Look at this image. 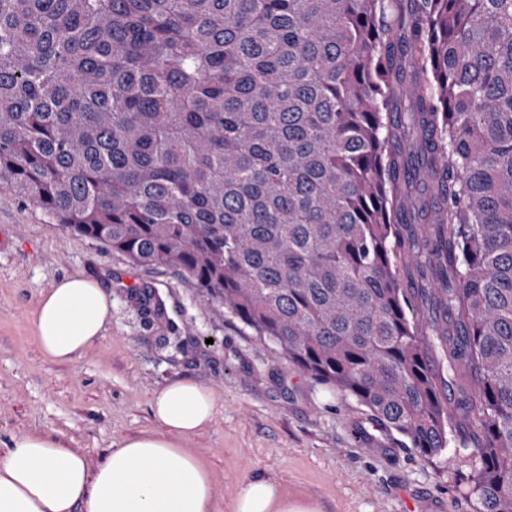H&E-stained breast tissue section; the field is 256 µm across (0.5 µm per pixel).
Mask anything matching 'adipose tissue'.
I'll use <instances>...</instances> for the list:
<instances>
[{
    "label": "adipose tissue",
    "mask_w": 512,
    "mask_h": 512,
    "mask_svg": "<svg viewBox=\"0 0 512 512\" xmlns=\"http://www.w3.org/2000/svg\"><path fill=\"white\" fill-rule=\"evenodd\" d=\"M108 296L79 275L42 292L34 326L42 352L68 363L103 331ZM211 391L194 381L170 383L151 403L159 431L122 440L100 461L58 437L12 436L0 448V512H213L212 477L177 440L213 419ZM231 512H318L289 498L273 480L258 477L238 491Z\"/></svg>",
    "instance_id": "1"
}]
</instances>
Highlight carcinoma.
<instances>
[{"instance_id": "carcinoma-1", "label": "carcinoma", "mask_w": 512, "mask_h": 512, "mask_svg": "<svg viewBox=\"0 0 512 512\" xmlns=\"http://www.w3.org/2000/svg\"><path fill=\"white\" fill-rule=\"evenodd\" d=\"M0 185L512 512V0H0Z\"/></svg>"}]
</instances>
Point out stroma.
I'll return each mask as SVG.
<instances>
[{"instance_id":"obj_1","label":"stroma","mask_w":512,"mask_h":512,"mask_svg":"<svg viewBox=\"0 0 512 512\" xmlns=\"http://www.w3.org/2000/svg\"><path fill=\"white\" fill-rule=\"evenodd\" d=\"M78 275L109 295L101 336L69 363L35 336L42 291ZM191 380L215 400L208 426L184 438L213 475L217 512L240 486L278 482L320 512H407L405 501L475 512L474 458L457 439L424 458L353 398L315 383L165 267L143 268L68 234L0 186V445L23 433L63 438L92 460L126 437L158 431L150 404Z\"/></svg>"}]
</instances>
